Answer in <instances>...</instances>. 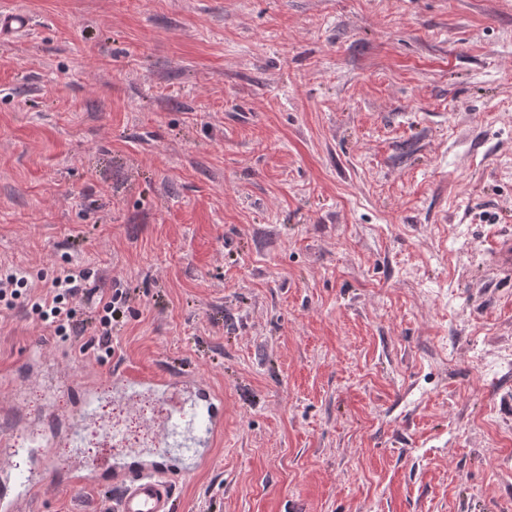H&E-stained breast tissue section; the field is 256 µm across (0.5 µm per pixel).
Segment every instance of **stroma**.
Instances as JSON below:
<instances>
[{"mask_svg": "<svg viewBox=\"0 0 512 512\" xmlns=\"http://www.w3.org/2000/svg\"><path fill=\"white\" fill-rule=\"evenodd\" d=\"M0 266L128 299L112 348L0 304L21 445L195 366L182 512H512V0H0ZM54 462L28 512H109ZM490 262L512 276V234L499 237L489 251Z\"/></svg>", "mask_w": 512, "mask_h": 512, "instance_id": "obj_1", "label": "stroma"}]
</instances>
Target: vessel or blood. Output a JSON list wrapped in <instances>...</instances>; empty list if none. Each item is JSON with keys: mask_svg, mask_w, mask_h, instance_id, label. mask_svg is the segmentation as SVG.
<instances>
[{"mask_svg": "<svg viewBox=\"0 0 512 512\" xmlns=\"http://www.w3.org/2000/svg\"><path fill=\"white\" fill-rule=\"evenodd\" d=\"M489 256L494 266L512 276V234L499 237ZM106 389L116 400L144 391L153 393L164 414L147 423L148 448L102 460L86 455L83 439L85 423L98 418L100 394L80 389L76 413L63 441L72 450L71 487L116 488L114 512H175L189 460L205 458L224 431L223 394L194 372L146 373L131 368L112 374ZM48 460L47 447L40 444L30 450L27 468L0 464V512H21L39 494L49 474Z\"/></svg>", "mask_w": 512, "mask_h": 512, "instance_id": "b4317fda", "label": "vessel or blood"}]
</instances>
